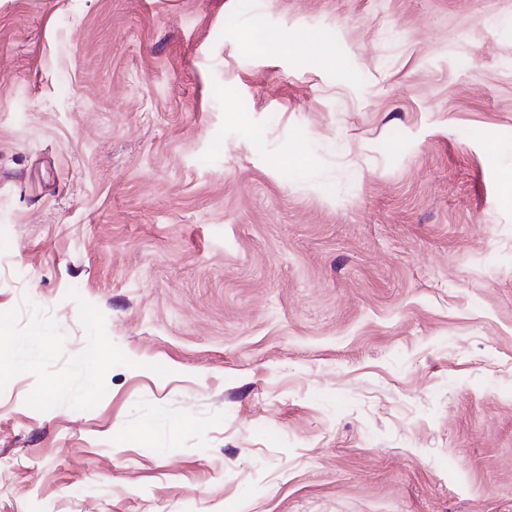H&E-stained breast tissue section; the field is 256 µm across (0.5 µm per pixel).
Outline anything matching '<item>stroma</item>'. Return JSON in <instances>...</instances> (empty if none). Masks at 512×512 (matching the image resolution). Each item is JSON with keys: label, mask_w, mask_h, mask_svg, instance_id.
I'll use <instances>...</instances> for the list:
<instances>
[{"label": "stroma", "mask_w": 512, "mask_h": 512, "mask_svg": "<svg viewBox=\"0 0 512 512\" xmlns=\"http://www.w3.org/2000/svg\"><path fill=\"white\" fill-rule=\"evenodd\" d=\"M509 166L512 0H0V512H512Z\"/></svg>", "instance_id": "1"}]
</instances>
